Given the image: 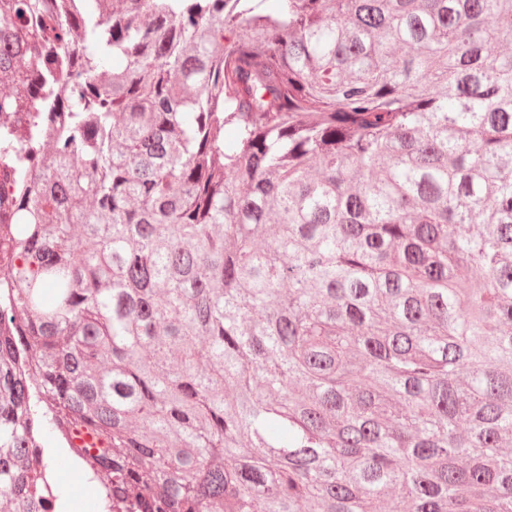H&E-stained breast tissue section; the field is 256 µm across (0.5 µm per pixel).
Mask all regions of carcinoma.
I'll return each mask as SVG.
<instances>
[{"label":"carcinoma","instance_id":"carcinoma-1","mask_svg":"<svg viewBox=\"0 0 512 512\" xmlns=\"http://www.w3.org/2000/svg\"><path fill=\"white\" fill-rule=\"evenodd\" d=\"M53 106L0 131L11 512L39 432L95 512H512V0H4L0 113ZM25 116L26 112H2L0 114V124H8L19 144H24L29 136V126ZM13 194V172L0 162V239L11 237L15 230L14 224L20 223L19 216L7 205ZM1 296H0V307L4 310L2 316V322H0V334L2 340L9 338L8 336H14V331L18 328L21 321L18 316V312L14 311V303L10 288V282L4 274L2 269L1 272Z\"/></svg>","mask_w":512,"mask_h":512}]
</instances>
